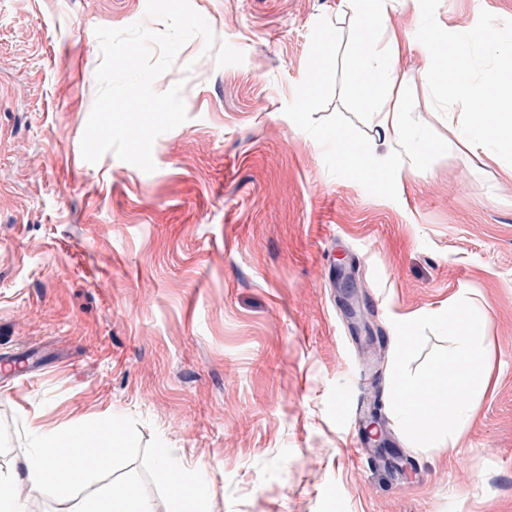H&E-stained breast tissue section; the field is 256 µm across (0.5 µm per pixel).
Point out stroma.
<instances>
[{
	"label": "stroma",
	"instance_id": "stroma-1",
	"mask_svg": "<svg viewBox=\"0 0 512 512\" xmlns=\"http://www.w3.org/2000/svg\"><path fill=\"white\" fill-rule=\"evenodd\" d=\"M242 51L190 40L156 91L188 119L154 172L81 139L101 61L96 27L146 0H0V355L39 372L0 383V471L37 435L114 423L98 481L178 512L156 451L203 467L211 512H512V150L469 149L404 51L403 116L433 145L409 162L378 139L353 69L367 49L345 0H191ZM448 49L512 0H422ZM329 41L314 62L310 45ZM374 158L356 171L347 149ZM467 296L491 380L447 454L412 444L390 402L394 321ZM368 374L393 452L355 454L342 410Z\"/></svg>",
	"mask_w": 512,
	"mask_h": 512
}]
</instances>
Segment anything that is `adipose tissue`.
<instances>
[{"label": "adipose tissue", "instance_id": "ef3b65f1", "mask_svg": "<svg viewBox=\"0 0 512 512\" xmlns=\"http://www.w3.org/2000/svg\"><path fill=\"white\" fill-rule=\"evenodd\" d=\"M355 7L369 47L355 55L354 67L373 102L376 126L386 145L401 147L405 154L417 158L428 151L423 136L407 127L402 119L401 89L405 78L394 67L393 58L405 47L424 58L422 80L435 93L442 111L451 115L461 108L473 112L488 99L498 101L500 110L493 121L462 128L472 150H485L491 143L512 148V65L495 64L483 69L478 66L479 52L492 54L499 47L498 30L492 23L459 31L451 52L445 53L434 41L420 36L417 26L396 31L389 21V0H355ZM60 444L69 448L63 461L50 453L51 448ZM111 454V446L101 441L96 429L80 438L69 431L43 433L40 448L23 461L22 476L0 474V512H24L16 490L21 481L31 488L62 496L68 495L73 487H81L83 496L77 512H148L134 486L111 492L97 487L96 475ZM157 464L161 474H179L177 490L183 512H210V492L202 474L182 473L168 448L159 449ZM61 466L68 471L63 482L53 477L54 470Z\"/></svg>", "mask_w": 512, "mask_h": 512}]
</instances>
